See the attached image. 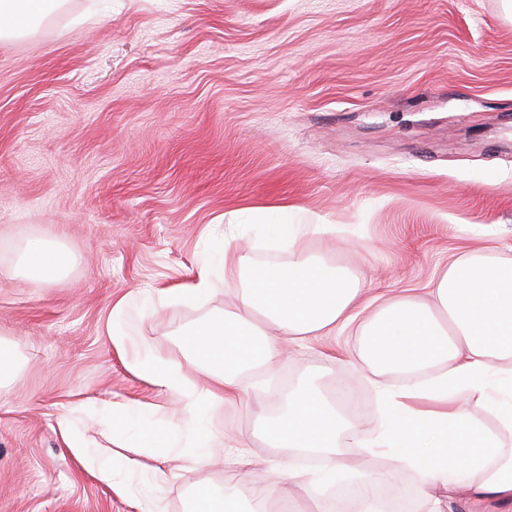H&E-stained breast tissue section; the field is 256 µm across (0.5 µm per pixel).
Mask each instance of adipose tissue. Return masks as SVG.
<instances>
[{"label":"adipose tissue","mask_w":512,"mask_h":512,"mask_svg":"<svg viewBox=\"0 0 512 512\" xmlns=\"http://www.w3.org/2000/svg\"><path fill=\"white\" fill-rule=\"evenodd\" d=\"M295 206L249 211L276 240L294 241ZM24 264L45 281L62 277L72 264L64 248L36 241L28 244ZM241 277L245 288L234 311L211 317L189 332L185 351L206 371L211 384L202 389L178 368L144 348L128 358V367L160 390L176 395L183 429L199 458L227 445L208 413L238 399L246 369L277 359L280 337L303 340L353 327L357 357L373 372L399 371L400 386L380 385L384 422L377 434L365 435L338 401L306 382L289 391L285 412L264 415L263 435L279 448L322 454V469L299 473L282 470L276 486H249L243 495L202 482L194 488L196 512H269L277 499L294 494L316 503L328 487L346 475L357 478L358 512H382L380 485H392L411 470L420 477L422 512H445L444 496L466 490L476 503L512 507V254L478 250L449 263L426 298L379 294L363 299L348 273L300 255L288 265H255L248 255L224 246L204 263L183 299L208 297L217 276ZM264 318L273 332L260 329ZM480 406L494 415L497 429L486 427L472 412ZM88 403L62 411L57 426L82 467L113 485L117 466L106 450L90 443L75 424ZM347 439L364 454L387 451L398 460L386 473L356 470L337 447Z\"/></svg>","instance_id":"adipose-tissue-1"}]
</instances>
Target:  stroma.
Listing matches in <instances>:
<instances>
[{
    "mask_svg": "<svg viewBox=\"0 0 512 512\" xmlns=\"http://www.w3.org/2000/svg\"><path fill=\"white\" fill-rule=\"evenodd\" d=\"M29 31L0 41V512H131L87 473L57 429L73 402L157 405L164 394L113 345L128 297L135 343L189 378L180 335L234 310L241 280L208 298L146 307L196 275L214 235L252 263L316 256L366 295L424 294L456 257L512 251V17L503 0H47ZM294 204L334 237L287 246L227 214ZM74 257L46 282L20 267L31 240ZM350 330L282 343L248 371L242 400L215 415L248 443L246 462L198 459L175 438L161 495L191 512L208 481L233 493L274 485L289 456L260 413L319 366L324 393L347 384L354 423H380L376 384ZM130 491L152 478L149 448L111 445ZM127 304V299H122L112 310V326L111 333L112 342L119 348L125 349L128 343L129 336L126 331V320L124 308Z\"/></svg>",
    "mask_w": 512,
    "mask_h": 512,
    "instance_id": "1",
    "label": "stroma"
}]
</instances>
